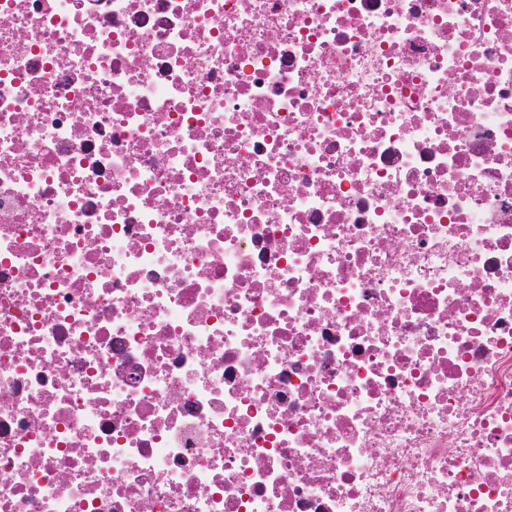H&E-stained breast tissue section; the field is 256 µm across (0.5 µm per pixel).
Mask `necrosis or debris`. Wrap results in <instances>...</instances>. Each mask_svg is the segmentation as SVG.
I'll return each mask as SVG.
<instances>
[{
    "label": "necrosis or debris",
    "mask_w": 512,
    "mask_h": 512,
    "mask_svg": "<svg viewBox=\"0 0 512 512\" xmlns=\"http://www.w3.org/2000/svg\"><path fill=\"white\" fill-rule=\"evenodd\" d=\"M0 512H512V0H0Z\"/></svg>",
    "instance_id": "4bbe7bcc"
}]
</instances>
